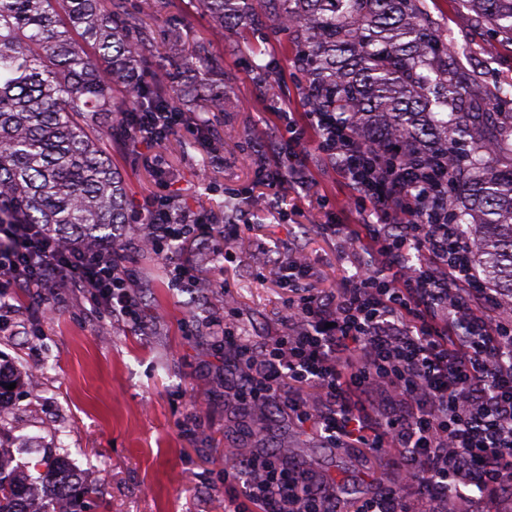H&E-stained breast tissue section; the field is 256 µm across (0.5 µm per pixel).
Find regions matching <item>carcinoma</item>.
<instances>
[{
    "label": "carcinoma",
    "instance_id": "carcinoma-1",
    "mask_svg": "<svg viewBox=\"0 0 512 512\" xmlns=\"http://www.w3.org/2000/svg\"><path fill=\"white\" fill-rule=\"evenodd\" d=\"M212 22L304 43L295 59L312 112H344L367 145L448 151L462 193L451 218L466 227L473 265L490 288L512 294V111L499 90L466 77L459 50L424 0H192ZM512 42V0H461ZM147 23L124 0H0V224H43L71 239L113 245L112 227L133 216L106 143L134 147L124 115L186 106L201 127L225 111L209 86L201 43L181 46L180 81L151 50ZM40 484L0 452V512H82L97 494L68 461L46 458Z\"/></svg>",
    "mask_w": 512,
    "mask_h": 512
}]
</instances>
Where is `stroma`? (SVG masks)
<instances>
[{
	"instance_id": "1",
	"label": "stroma",
	"mask_w": 512,
	"mask_h": 512,
	"mask_svg": "<svg viewBox=\"0 0 512 512\" xmlns=\"http://www.w3.org/2000/svg\"><path fill=\"white\" fill-rule=\"evenodd\" d=\"M425 4L442 34L461 46L466 76L512 89L511 43L487 54L486 26L458 0ZM172 15L184 41L207 42L210 62L224 77L229 95L216 125L224 136V161L211 163L199 139L181 129L138 154L112 144V164L124 178L128 200L137 203L167 190L195 212L220 218L230 193H253L252 227L238 243L236 261L210 257L205 274L231 284L244 338L272 336L283 328L288 291L261 269L263 256L252 240L272 252L301 248L318 286L335 287L348 266L310 219L317 195H328L338 208L348 190L314 152L307 158L317 180L314 190L280 192L257 179L251 156L258 129L278 107L307 109L294 41L269 37L265 58L276 67L263 70L260 58L238 48L234 32L215 29L189 0H163L153 47L167 54L173 68L179 58L169 51L166 20ZM131 269L148 306L151 326L145 333L103 318L63 287L46 299L30 289L0 298V368L17 379L7 394L9 413L0 418V439L14 463H35L45 448H55L85 484L100 491L84 512H228L229 451L255 447L252 432L262 425L268 448L287 449L292 463L334 480L344 500L391 484L399 473L394 455L368 460L357 448L325 447L315 431L287 419L265 424L226 407L224 352L207 329L210 315L224 303L220 289L172 287L161 261L144 250L134 254ZM39 367L45 374L34 393L25 375Z\"/></svg>"
}]
</instances>
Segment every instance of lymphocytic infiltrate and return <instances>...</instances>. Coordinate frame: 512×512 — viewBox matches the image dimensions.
<instances>
[{
	"mask_svg": "<svg viewBox=\"0 0 512 512\" xmlns=\"http://www.w3.org/2000/svg\"><path fill=\"white\" fill-rule=\"evenodd\" d=\"M315 142L352 195L318 226L355 272L317 288L291 250L280 278L288 329L255 343L218 322L233 376L224 400L268 420L311 427L332 448L396 450L402 483L342 506L331 480L287 453L237 448L224 469L252 512H462L512 481V311L482 287L472 246L446 211L459 191L445 163L405 161L395 148L361 145L341 113L287 118L257 150L269 186L306 188L301 160ZM164 195L136 209L139 243L185 289L203 284L201 242L231 263L249 223H206ZM124 247L65 243L37 224H0V291L74 289L107 317L140 327L144 310Z\"/></svg>",
	"mask_w": 512,
	"mask_h": 512,
	"instance_id": "f902f5d3",
	"label": "lymphocytic infiltrate"
}]
</instances>
